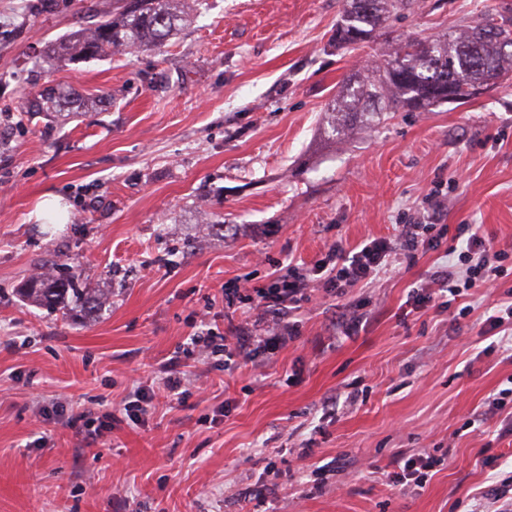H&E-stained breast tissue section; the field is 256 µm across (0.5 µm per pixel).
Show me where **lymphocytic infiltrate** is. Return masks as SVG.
I'll return each mask as SVG.
<instances>
[{"label":"lymphocytic infiltrate","mask_w":512,"mask_h":512,"mask_svg":"<svg viewBox=\"0 0 512 512\" xmlns=\"http://www.w3.org/2000/svg\"><path fill=\"white\" fill-rule=\"evenodd\" d=\"M451 231L444 224H405L394 239L374 238L352 249L338 242L331 245L312 268L289 266L287 274L278 276L267 288L243 285L226 290V302L231 305L241 301L263 310L275 309L277 318L271 327L276 335L295 336L300 331L299 324L290 320L289 314L310 301L313 282L323 281L327 293L342 296L349 288L371 281L383 272L391 253L401 251L412 259L417 252L439 250ZM452 232L464 240L456 262L436 270L427 283L412 292L407 300L412 309L428 307L442 297L456 299L463 288L490 281L501 275V261L512 255L508 250L495 247L492 240L486 239L472 225H458ZM188 383L185 373L170 369L162 380L161 390L137 387L120 402L119 410L134 425H145L158 392L180 395Z\"/></svg>","instance_id":"obj_1"}]
</instances>
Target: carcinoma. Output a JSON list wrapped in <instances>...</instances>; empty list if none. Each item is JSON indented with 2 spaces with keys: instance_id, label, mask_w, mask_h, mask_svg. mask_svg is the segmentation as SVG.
Returning a JSON list of instances; mask_svg holds the SVG:
<instances>
[{
  "instance_id": "1",
  "label": "carcinoma",
  "mask_w": 512,
  "mask_h": 512,
  "mask_svg": "<svg viewBox=\"0 0 512 512\" xmlns=\"http://www.w3.org/2000/svg\"><path fill=\"white\" fill-rule=\"evenodd\" d=\"M180 0H112V10L97 16L89 28L73 30L48 47V62L95 59L103 54L131 47L157 50L169 42L193 17V10L177 7ZM413 0H346L336 24V46L349 47L373 38L376 28L397 9H409ZM512 33V19L487 17L456 35L435 39L408 37L395 51L340 92L332 112L347 118L377 114L373 99L382 94L396 109L426 112L448 102L445 87L453 85L457 102L475 97V90L512 74V47L505 38ZM58 89L33 96L29 109L44 112L54 108ZM20 296L46 308H63L74 303L80 314L99 311L106 294L94 288L77 291L70 284L49 275L28 278Z\"/></svg>"
}]
</instances>
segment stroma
Wrapping results in <instances>:
<instances>
[{
	"label": "stroma",
	"mask_w": 512,
	"mask_h": 512,
	"mask_svg": "<svg viewBox=\"0 0 512 512\" xmlns=\"http://www.w3.org/2000/svg\"><path fill=\"white\" fill-rule=\"evenodd\" d=\"M97 4L0 0V512H474L493 482L485 458L512 472L499 420L466 427L512 383V353L480 334L512 258L449 312L408 315L409 291L447 258L397 259L302 305L293 337L265 334L243 304L227 313L224 288L270 285L336 241L395 237L435 199L440 223L512 248V85L336 137L329 112L396 40L512 17V0H419L349 50L331 45L345 0H200L160 50L44 62ZM46 86L62 112L26 117ZM49 196L66 223L42 213ZM37 269L112 297L94 318L62 317L17 294ZM205 311L225 355L192 353ZM352 311L364 325L347 339L336 321ZM174 360L195 381L186 396L148 426L110 423ZM87 418L105 429L93 447ZM424 451L444 463L421 486L388 483Z\"/></svg>",
	"instance_id": "stroma-1"
}]
</instances>
